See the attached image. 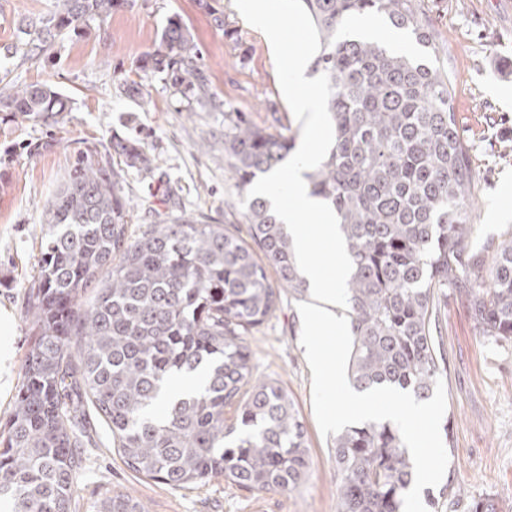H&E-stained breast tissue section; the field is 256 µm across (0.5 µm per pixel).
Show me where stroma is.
Wrapping results in <instances>:
<instances>
[{
	"label": "stroma",
	"instance_id": "35a3bbf8",
	"mask_svg": "<svg viewBox=\"0 0 512 512\" xmlns=\"http://www.w3.org/2000/svg\"><path fill=\"white\" fill-rule=\"evenodd\" d=\"M57 0H0V73L11 87H55L69 100L58 123L43 125L0 114V311L12 321V354L0 364V425L9 419L34 336L25 318V291L37 271L46 230L40 216L83 145L109 144L113 136H138L159 161L154 177L128 171L124 191L136 207L128 231L139 235L142 217L174 208L205 212L248 237L238 191L223 149L199 152L204 138L224 135V115L243 112L259 126L300 140L301 126L284 99L273 53L242 18L234 0H216L215 12L198 0H128L110 15L66 34L38 57L31 20L49 17ZM444 65L455 77L453 106L470 148L478 184L470 221L473 246L490 259L492 245L512 231V0H421ZM179 16L202 52V68L215 107L186 115L184 101L163 74L140 80L138 61ZM298 300L281 291L275 311L247 338L254 378L280 382L292 397L307 432L312 465L292 491L249 492L216 479L185 489L128 468L106 427L84 449L74 488L75 512H94L106 495L137 498L146 512H336L333 438L323 437L312 407V371L300 343ZM443 358L447 407L441 433L449 464L443 483L431 488L427 512H468L473 500H492L512 512V346L479 336L464 295L441 300L435 336ZM465 500H448L449 487Z\"/></svg>",
	"mask_w": 512,
	"mask_h": 512
}]
</instances>
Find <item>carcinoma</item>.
<instances>
[{"label":"carcinoma","mask_w":512,"mask_h":512,"mask_svg":"<svg viewBox=\"0 0 512 512\" xmlns=\"http://www.w3.org/2000/svg\"><path fill=\"white\" fill-rule=\"evenodd\" d=\"M125 2L59 0L56 13L31 21L38 49ZM302 3L319 31L313 69L332 88L333 146L307 178L310 194L336 212L353 263L349 378L359 392L391 385L425 400L439 378L433 327L448 289L467 296L479 335L512 344V232L479 274L469 220L474 174L448 69L347 27L353 17L377 15L436 53L419 0ZM199 58L174 17L139 69L168 76L193 112L211 103ZM67 110L51 86L0 88V112L14 117L53 124ZM223 144L235 186L247 193L258 175L283 164L292 138L226 112ZM129 169L150 176L156 169L140 139L88 146L42 212L47 229L25 306L37 338L0 430V501L9 512H72L86 403L129 468L173 488L223 478L250 491H290L311 466L293 400L279 383L253 379L246 344L278 302L267 269L296 298L308 291L285 224L256 196L242 212L249 243L203 213H157L131 237L122 191ZM89 291L95 296L86 304ZM197 372V387L163 399L170 381ZM334 458L336 512H403L413 463L395 425L345 427ZM95 512L145 508L115 493Z\"/></svg>","instance_id":"1"}]
</instances>
